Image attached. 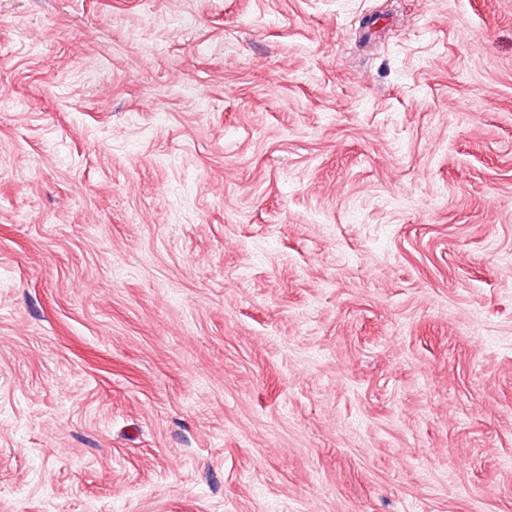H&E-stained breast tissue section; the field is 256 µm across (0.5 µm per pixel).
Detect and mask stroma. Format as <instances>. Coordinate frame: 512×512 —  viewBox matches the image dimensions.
I'll return each mask as SVG.
<instances>
[{"label":"stroma","instance_id":"1","mask_svg":"<svg viewBox=\"0 0 512 512\" xmlns=\"http://www.w3.org/2000/svg\"><path fill=\"white\" fill-rule=\"evenodd\" d=\"M0 512H512V0H0Z\"/></svg>","mask_w":512,"mask_h":512}]
</instances>
